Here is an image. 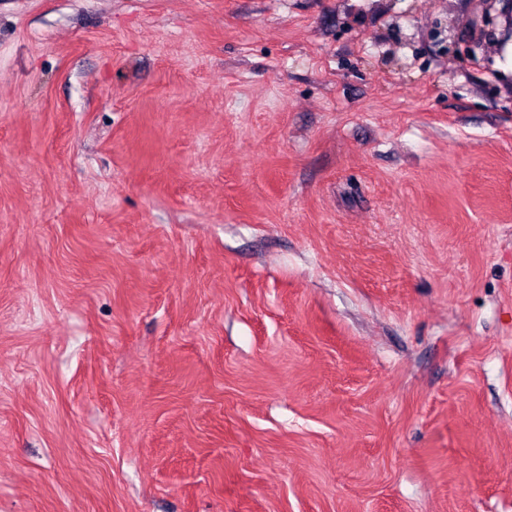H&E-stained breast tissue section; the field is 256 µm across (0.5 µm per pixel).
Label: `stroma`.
Instances as JSON below:
<instances>
[{
    "label": "stroma",
    "instance_id": "1",
    "mask_svg": "<svg viewBox=\"0 0 512 512\" xmlns=\"http://www.w3.org/2000/svg\"><path fill=\"white\" fill-rule=\"evenodd\" d=\"M479 2L0 0V512H512Z\"/></svg>",
    "mask_w": 512,
    "mask_h": 512
}]
</instances>
